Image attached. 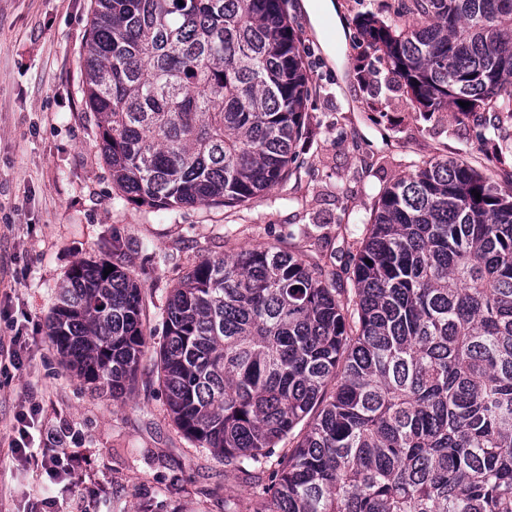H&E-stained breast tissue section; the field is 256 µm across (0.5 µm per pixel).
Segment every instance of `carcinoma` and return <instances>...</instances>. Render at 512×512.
<instances>
[{
    "label": "carcinoma",
    "instance_id": "carcinoma-1",
    "mask_svg": "<svg viewBox=\"0 0 512 512\" xmlns=\"http://www.w3.org/2000/svg\"><path fill=\"white\" fill-rule=\"evenodd\" d=\"M285 4L95 0L86 108L121 199L241 206L302 167L311 89ZM396 15L413 21L358 16L359 80L377 61L422 112L512 117V0H398ZM476 140L512 152L498 122ZM106 268H71L47 336L121 398L151 337L140 288ZM345 272L348 293L283 249L194 265L158 351L177 428L247 474L295 442L252 512H512V186L423 163L381 193Z\"/></svg>",
    "mask_w": 512,
    "mask_h": 512
}]
</instances>
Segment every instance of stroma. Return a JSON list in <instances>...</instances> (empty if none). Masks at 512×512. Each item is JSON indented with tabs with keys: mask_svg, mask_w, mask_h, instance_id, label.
<instances>
[{
	"mask_svg": "<svg viewBox=\"0 0 512 512\" xmlns=\"http://www.w3.org/2000/svg\"><path fill=\"white\" fill-rule=\"evenodd\" d=\"M332 2L344 32L340 69L302 0L287 2L312 90L297 146L305 166L244 206L157 211L121 200L85 106L94 0H0V512H31L47 496L53 512H224L225 501L247 499L248 479L172 421L156 352L118 399L66 369L46 321L75 263L128 273L158 341L169 291L196 263L283 247L332 270L336 249H352L380 194L413 165L446 155L512 183V155L477 143V117L419 112L386 69L363 88L355 19L373 0ZM32 406L34 442L23 459L9 443L17 415ZM58 454L78 465L72 491L44 472Z\"/></svg>",
	"mask_w": 512,
	"mask_h": 512,
	"instance_id": "obj_1",
	"label": "stroma"
}]
</instances>
